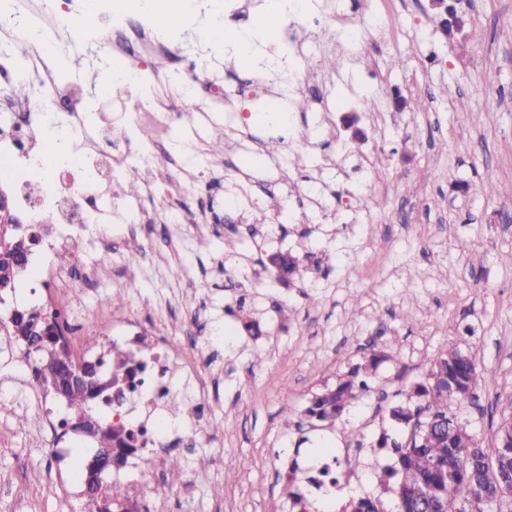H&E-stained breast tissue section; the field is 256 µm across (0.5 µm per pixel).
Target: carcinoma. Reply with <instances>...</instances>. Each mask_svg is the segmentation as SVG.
Returning <instances> with one entry per match:
<instances>
[{"mask_svg": "<svg viewBox=\"0 0 512 512\" xmlns=\"http://www.w3.org/2000/svg\"><path fill=\"white\" fill-rule=\"evenodd\" d=\"M29 251L26 237L5 235L0 242V284L15 283L19 274L11 259ZM384 355L376 350L352 366L336 383L313 394L304 416L313 427L332 428L344 411L369 388ZM97 378L118 384L133 371L126 356L107 354L97 362ZM495 379L493 372L480 371L471 357L458 349L439 351L422 381L412 387L408 401L390 409V416L409 426L411 434L401 444L383 436L378 447L389 453L391 464L379 476L380 492L375 499L360 498L348 503L343 512H388L386 502L398 512H415L422 504L444 512H512V494L504 490L491 496L476 486L495 479V473L508 477L512 455L502 452L501 443L512 440V411L502 414L493 433V447L485 448L476 439L468 421L458 415L460 405L472 397L480 382ZM84 387L67 394L72 414L96 426L94 439L98 454L83 469L91 493L90 512H110V507L129 500L115 485L99 481L101 473L112 467V448L116 442L130 446L134 434L106 426L88 413ZM297 463L289 469L287 496L290 512H312L313 502L297 485Z\"/></svg>", "mask_w": 512, "mask_h": 512, "instance_id": "cac0c4a2", "label": "carcinoma"}]
</instances>
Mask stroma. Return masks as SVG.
<instances>
[{"label":"stroma","mask_w":512,"mask_h":512,"mask_svg":"<svg viewBox=\"0 0 512 512\" xmlns=\"http://www.w3.org/2000/svg\"><path fill=\"white\" fill-rule=\"evenodd\" d=\"M371 11L397 39L383 41L377 29L355 42L316 33L307 111L293 108L292 55L261 64L277 43L270 35L254 63L227 58L215 67L238 90L224 115V180L187 199L168 184L159 189L168 208L207 211L209 226L170 225L172 245L143 259L127 247V225L106 229L112 266L83 295L84 310L96 314L106 294H121L122 310L151 341L198 311L214 360V412L197 454L183 456L181 481L165 495L155 492L164 477L149 480L136 500L141 512H289L291 463L307 469L325 447L362 444L361 473L373 479L375 465L390 462L379 437L404 442L411 432L390 409L446 347L497 375L459 410L493 445L490 422L512 398V0H470L468 18L482 35L463 47L441 35L429 0H373ZM58 58L68 84L80 87L115 64L107 50L77 43ZM424 92L428 111L395 110V97ZM372 97L377 109L359 111ZM271 107L291 111L289 129L250 125L252 113ZM134 136L146 148L168 147L162 165L173 171L193 165L182 143L212 141L194 127L148 120ZM488 175L490 197L480 189ZM460 239L467 249H457ZM277 252L300 258V281L270 275ZM41 253L34 248L16 287L0 294V312L28 310L45 280ZM241 304L258 330L231 316ZM17 349L0 340V512H86L71 465L95 451L74 432L68 461L49 447L44 407L26 398ZM374 349L386 358L335 429L306 424L312 395ZM240 458L248 467L233 471Z\"/></svg>","instance_id":"stroma-1"}]
</instances>
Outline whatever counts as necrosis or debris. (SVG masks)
I'll use <instances>...</instances> for the list:
<instances>
[{
    "instance_id": "1",
    "label": "necrosis or debris",
    "mask_w": 512,
    "mask_h": 512,
    "mask_svg": "<svg viewBox=\"0 0 512 512\" xmlns=\"http://www.w3.org/2000/svg\"><path fill=\"white\" fill-rule=\"evenodd\" d=\"M349 3L348 10L340 13L316 11L307 6L296 8L295 22L283 34L295 56H303L308 48L305 32L351 21L356 14L367 10L369 0H349ZM49 4L60 19L58 26L48 33L35 30L32 15L24 7L18 6L14 11L0 15V46L21 41L30 46L24 69L11 78L13 87L8 99L0 100V181L8 183L17 207L29 213L32 223L40 225L46 232L52 255L71 250L80 238L84 239L86 249L98 251L99 262L94 266L87 265L79 254L65 267L51 259L44 262L48 273L47 287L82 289L92 287L100 267L112 262L111 240L103 234L85 237L87 224L107 226L120 218L132 230L145 233L155 224L142 203L116 199L110 193L112 182L126 173L140 177L146 199L156 197L151 158L128 137V129L139 127L147 117L162 128L188 118L204 120L207 130H220L223 106L233 100L235 92L230 86L212 84L205 68V36H198L194 47L177 51L168 37L137 23L131 24L126 35L102 29L98 32L100 46L108 47L116 56L150 61L157 81L178 86L181 96L188 100L189 108L182 111L158 97L151 100L138 97L122 105L111 120L87 124L83 114V89L58 84L43 58L46 41L62 45L76 37L75 25L65 15V0H49ZM173 51L179 55L180 69H163L161 60ZM202 83L209 86V98L204 102L195 96L197 86ZM40 98L59 102L61 111H39L36 101ZM53 131L66 141L71 154L83 159V166L62 164L51 175H44L42 158L50 147L49 134ZM37 177L42 178L44 190L32 197L27 189ZM67 310L73 316L71 338L86 335L94 341L92 347L81 352V360L97 361L104 352L112 349L133 352L149 364L135 390L109 404L113 426L140 435L135 447L126 452L125 469H113V479H124L129 470L157 469L164 460L165 449L196 447L198 429L184 431L164 441L157 431L156 419L178 381V373L185 370L187 359H194L198 364L204 361L194 342L197 318H186L183 323L185 345L173 344L162 337L156 347L147 350L143 348L142 338L135 332L133 322L122 314L111 313L90 320L84 317L74 301L68 304Z\"/></svg>"
}]
</instances>
